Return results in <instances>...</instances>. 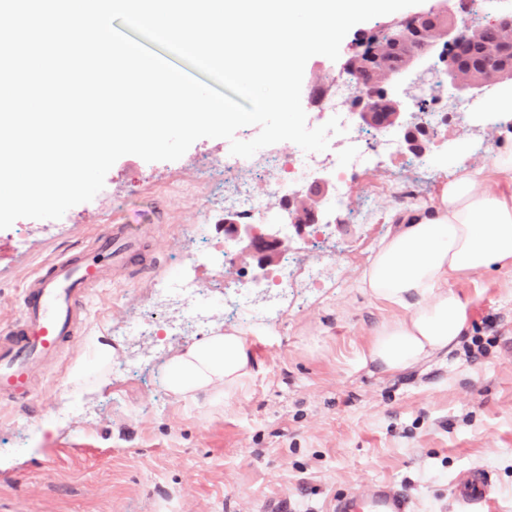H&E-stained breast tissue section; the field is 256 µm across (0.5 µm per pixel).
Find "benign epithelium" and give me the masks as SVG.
<instances>
[{
    "label": "benign epithelium",
    "instance_id": "7a95c632",
    "mask_svg": "<svg viewBox=\"0 0 512 512\" xmlns=\"http://www.w3.org/2000/svg\"><path fill=\"white\" fill-rule=\"evenodd\" d=\"M490 24L498 27V40L484 39L485 26L457 23L447 17V10L435 4L387 22L370 37L372 51L368 54L351 49L341 60L339 72L354 81L355 93L344 102L351 122L358 126L385 129L400 138V149L423 155L435 143L438 133L430 132L424 122L428 108L415 89L424 79L425 61L437 48H442L443 76L456 91L448 109H453L459 95L474 99L496 86L512 90V59L504 56V47L512 45V12L505 11ZM468 44L481 47V61L475 67L460 64L462 48ZM404 48L400 67H387L385 50ZM335 188L333 175L315 169L308 176L307 186L288 193L281 204L276 224H246L231 208L224 209V241L232 243L237 255L252 261L254 278L260 280L276 265L284 242L280 225L288 224L305 234L318 224H331L325 203Z\"/></svg>",
    "mask_w": 512,
    "mask_h": 512
}]
</instances>
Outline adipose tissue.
<instances>
[{
  "label": "adipose tissue",
  "instance_id": "1",
  "mask_svg": "<svg viewBox=\"0 0 512 512\" xmlns=\"http://www.w3.org/2000/svg\"><path fill=\"white\" fill-rule=\"evenodd\" d=\"M390 231L362 268V295L399 309L359 353L381 374L413 368L457 344L470 302L453 279L512 268V147L462 166L419 205L389 215ZM253 373L244 333L213 330L173 357L167 386L176 400L237 396Z\"/></svg>",
  "mask_w": 512,
  "mask_h": 512
}]
</instances>
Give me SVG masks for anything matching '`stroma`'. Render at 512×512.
Masks as SVG:
<instances>
[{"label": "stroma", "mask_w": 512, "mask_h": 512, "mask_svg": "<svg viewBox=\"0 0 512 512\" xmlns=\"http://www.w3.org/2000/svg\"><path fill=\"white\" fill-rule=\"evenodd\" d=\"M510 132L512 121L481 137L452 120L422 157L350 172L351 211L291 241L301 258L328 262L333 278L308 298L289 297L266 325L236 320L254 373L222 404H185L165 386L166 364L191 337L145 339L139 362L101 382L95 346L128 317L151 314L176 269L217 291L250 285L244 262L226 278L201 255L224 240V175L208 165L223 139H198L176 161L122 156L63 223L21 218L0 229V328L18 317L21 286L40 263L79 249L115 217L136 226L157 261L93 289L82 334L36 369L31 396L0 398V512H328L336 496L382 483L405 492L410 512H459L453 486L475 466L492 479L485 512H512V271L454 280L472 300L458 345L391 375L360 367L358 351L397 311L355 286L392 209L429 199L458 163L490 157ZM191 224L197 234H187Z\"/></svg>", "instance_id": "1"}]
</instances>
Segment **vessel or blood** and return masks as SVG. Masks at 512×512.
Wrapping results in <instances>:
<instances>
[{"label":"vessel or blood","instance_id":"1","mask_svg":"<svg viewBox=\"0 0 512 512\" xmlns=\"http://www.w3.org/2000/svg\"><path fill=\"white\" fill-rule=\"evenodd\" d=\"M142 244L130 225L116 221L96 233L83 249L45 261L20 289V315L0 328V397L24 399L31 372L55 359L84 327L89 290L104 284L113 268L140 263ZM489 473L471 468L456 484L461 512H480L491 492ZM402 491L381 484L369 493L336 498L330 512H409Z\"/></svg>","mask_w":512,"mask_h":512}]
</instances>
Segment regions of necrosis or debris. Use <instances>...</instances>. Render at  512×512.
I'll return each mask as SVG.
<instances>
[{
	"instance_id": "4bbe7bcc",
	"label": "necrosis or debris",
	"mask_w": 512,
	"mask_h": 512,
	"mask_svg": "<svg viewBox=\"0 0 512 512\" xmlns=\"http://www.w3.org/2000/svg\"><path fill=\"white\" fill-rule=\"evenodd\" d=\"M335 144L322 152H306L300 147L280 149L278 145L265 147L258 158H242L231 154L215 157L213 166L223 171L225 184L231 191L224 199L250 222L262 224L270 221L275 214L277 201L287 197L292 179L303 177L312 169L323 167L333 173L336 190L328 202L329 209H340L347 205L350 196L345 177V168L368 167L373 155L392 159L400 151L399 139L386 131L378 132L372 142H364L360 132L347 128L345 133L335 135ZM278 167L281 177L275 182L257 188L250 177L253 168ZM326 276L323 263H297L288 261L277 272L275 293L259 296L252 288H241L234 293L215 298L208 294L205 286L196 278L176 271L172 274L173 287L158 289L159 301L175 306L179 320L193 323L197 328L210 329L218 323L223 314L239 317L246 314L264 321H272L281 313L290 291L310 288Z\"/></svg>"
}]
</instances>
